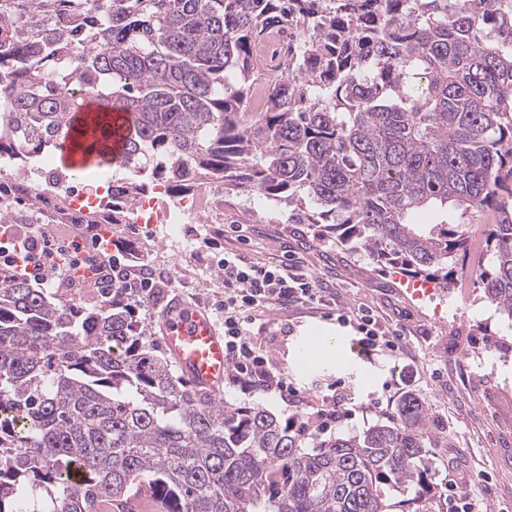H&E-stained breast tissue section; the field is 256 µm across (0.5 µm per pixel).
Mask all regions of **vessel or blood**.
<instances>
[{
    "label": "vessel or blood",
    "mask_w": 512,
    "mask_h": 512,
    "mask_svg": "<svg viewBox=\"0 0 512 512\" xmlns=\"http://www.w3.org/2000/svg\"><path fill=\"white\" fill-rule=\"evenodd\" d=\"M67 172L90 168L91 158L73 150L70 141L60 147ZM161 341L182 375L199 389L220 394L228 371L224 357V336L210 311L174 296L160 315Z\"/></svg>",
    "instance_id": "obj_1"
}]
</instances>
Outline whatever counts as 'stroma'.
Masks as SVG:
<instances>
[{"label": "stroma", "instance_id": "obj_1", "mask_svg": "<svg viewBox=\"0 0 512 512\" xmlns=\"http://www.w3.org/2000/svg\"><path fill=\"white\" fill-rule=\"evenodd\" d=\"M58 154L48 151L19 163L0 157V225L25 236L31 225L55 234L107 219L112 248L127 253L134 269L152 273L153 296L138 308L137 319L155 355L164 349L156 317L173 294L212 308L216 320L224 290L217 262L233 250L247 260L278 264L299 260L322 288V304L274 309L254 328L255 341L270 358L275 376L284 378L295 396L285 403L277 392L243 393L225 384L221 400L233 407L264 405L280 419L299 418L302 447L311 448L341 433L362 434L388 421L409 392L424 397L435 434L431 453L433 482L424 499L426 512H452L456 496L469 494L478 512H512V409L498 401L494 383H512V327L497 318L476 316L482 296L479 279L461 298L440 290L447 301L414 304L402 290L412 277L400 267L377 263L365 250L337 245L314 224H299L284 206L232 193L213 211L183 217L181 224L131 223L133 202L112 199L106 189L116 181H135L119 167H95L65 179L74 190L100 194L92 209H73L69 195L58 192ZM366 311L379 330L398 343L392 354L344 355L341 364L308 370L297 362L305 336L323 328L356 336L354 323L339 314ZM336 399L344 415L323 429L327 399Z\"/></svg>", "mask_w": 512, "mask_h": 512}]
</instances>
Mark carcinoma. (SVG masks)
Instances as JSON below:
<instances>
[{"instance_id":"1","label":"carcinoma","mask_w":512,"mask_h":512,"mask_svg":"<svg viewBox=\"0 0 512 512\" xmlns=\"http://www.w3.org/2000/svg\"><path fill=\"white\" fill-rule=\"evenodd\" d=\"M275 28L288 61L264 79ZM87 99L93 140L72 125ZM114 112L117 166L174 190L220 177L445 288L464 217L494 213L479 278L512 321V0H0V156L67 135L110 165ZM450 206L457 224L418 220ZM432 442L407 393L307 450L175 376L125 297L64 304L0 268V512H389L431 491Z\"/></svg>"}]
</instances>
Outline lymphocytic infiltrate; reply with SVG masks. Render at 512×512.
Segmentation results:
<instances>
[{"label": "lymphocytic infiltrate", "mask_w": 512, "mask_h": 512, "mask_svg": "<svg viewBox=\"0 0 512 512\" xmlns=\"http://www.w3.org/2000/svg\"><path fill=\"white\" fill-rule=\"evenodd\" d=\"M0 263L24 268L40 285L75 279L83 269L86 284L100 291L118 288L124 296L140 300L149 297L154 287L150 273L133 272L123 257L113 253L108 240L96 233L79 231L58 239L36 229L20 244L1 242ZM220 271L229 382L245 391H275L288 397V384L271 372L268 356L254 341L252 326L269 307L319 300L316 280L299 266L251 262L231 251L225 252Z\"/></svg>", "instance_id": "lymphocytic-infiltrate-1"}]
</instances>
